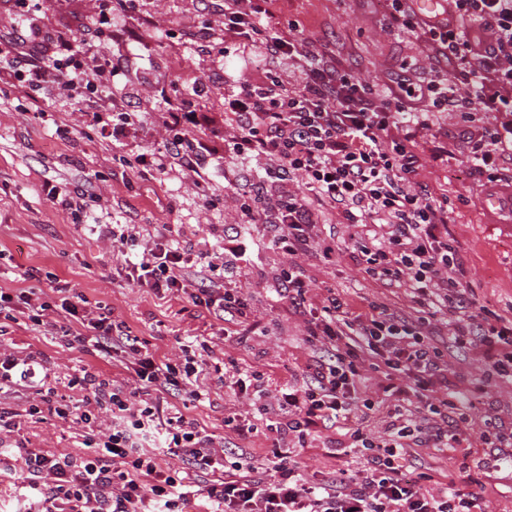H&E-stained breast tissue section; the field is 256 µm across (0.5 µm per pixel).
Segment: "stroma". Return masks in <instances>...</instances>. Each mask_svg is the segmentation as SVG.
Instances as JSON below:
<instances>
[{
    "label": "stroma",
    "instance_id": "1",
    "mask_svg": "<svg viewBox=\"0 0 512 512\" xmlns=\"http://www.w3.org/2000/svg\"><path fill=\"white\" fill-rule=\"evenodd\" d=\"M93 7V0H46L43 22L79 40ZM279 9L301 20L306 37L369 84L384 88L402 77L423 75L437 64L434 48L423 38L398 30L383 0H279ZM151 12L156 29L148 51L156 78L163 84L190 88L206 70V59L165 32L193 28L196 11L190 0H154ZM20 101L19 90L0 88V291L13 293L24 287V274L32 270L41 288H66L69 295L86 300L88 308H100L159 359L178 360L184 339L201 336L215 342L214 353L206 360L211 377L225 375V364L232 360L268 374L275 385L303 381L313 351L303 341L301 316L277 302L272 293L285 259L270 246L268 237L256 231L245 238L243 260L226 270L227 285L250 294L248 308L256 326L245 333L195 306L186 295L163 296L133 285L127 279L129 254L100 231L104 224H138L155 235L164 225L176 226L189 256L187 273L193 282H200L205 275L203 256L220 252L225 225L238 220L237 191L230 181L257 173L259 163L225 165L222 137L197 127L183 132L185 140L200 146L197 171L176 161L164 175L141 177L129 157L145 147L160 146L168 135L162 124L167 104L154 90L136 101L148 114L147 126L127 129L117 141L102 137L90 116L77 109L55 113L53 122L46 123L33 110L21 107ZM466 142L461 123L441 118L439 126L419 140L425 163L419 183L433 196L447 197L448 245L462 264L463 281L486 316L512 319V224L493 223L481 211L483 180L471 168ZM200 173L211 192L223 198V208L199 205L195 179ZM55 185L89 192L87 211L97 217V224L73 219L68 210L52 203L47 191ZM387 232L381 220L354 227L344 224L341 215L322 214L314 233L321 239H335V256L327 261L309 253L296 259L313 298L332 291L356 307L376 301L402 315H414L406 288L371 279L358 257L356 237L380 239ZM52 334L50 327L35 326L21 317L7 324L0 334V347L42 356L48 368L47 386L76 400L81 392L66 385L76 369H94L111 380L125 378L120 363L107 361L90 347H60ZM406 384V378L395 373H369L359 388L362 401L354 406L353 426L380 434L393 392ZM367 398L377 403L374 413L364 411L362 402ZM168 403L219 437L224 434L225 416L247 409L230 388L218 383L209 402L195 405L172 397ZM488 419L512 427V390L490 387L484 391L469 423L462 427L463 442L455 459L444 464L434 449L418 447L413 453L416 467L439 478L448 470L464 464L472 467L488 458L480 439ZM13 438L56 454L79 451L78 426L50 414L42 420H27ZM481 481L478 494L483 512H512V467L486 468Z\"/></svg>",
    "mask_w": 512,
    "mask_h": 512
}]
</instances>
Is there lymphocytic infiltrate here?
<instances>
[{
    "label": "lymphocytic infiltrate",
    "instance_id": "f902f5d3",
    "mask_svg": "<svg viewBox=\"0 0 512 512\" xmlns=\"http://www.w3.org/2000/svg\"><path fill=\"white\" fill-rule=\"evenodd\" d=\"M8 22L0 28V83L22 93L48 91L55 104L92 113L102 136L146 125L145 112L115 108L114 87L141 92L140 75L150 68L144 55L102 45L112 39L115 21L136 20L152 29L150 0H96L86 40L77 42L39 21L41 0H11ZM454 21L420 23L408 0H386L395 26L423 32L451 71L433 68L422 85L402 79L380 92L350 71L329 63L304 38L296 19L280 20L275 0H211L210 21L183 31L189 44L205 52L210 68L222 70L238 51L255 54L247 72L224 81V159L265 162L257 189L239 195L240 230L267 223L271 245L288 266L279 278L278 300L307 310L303 336L316 356L307 382L272 390L262 372L239 367L233 393L274 435L270 456L258 460L228 446L180 413H167V397L201 404L209 388L200 379L199 356L213 347L188 337L184 359L155 356L123 325L93 314L85 305L61 298L52 303L32 285L0 291V319L25 310L35 324L49 323L66 348L92 346L107 359L120 358L127 379L110 382L80 369L71 385L86 391L75 402L59 400L47 387L42 360L0 349V392L30 389L25 412L0 411V468L20 458L27 504L18 512H184L203 501L205 512H481L475 477L445 480L410 471L412 448H434L440 457L461 445V424L485 385L512 384V320L484 317L459 263L448 247V199L413 190L422 167L420 134L434 130L445 112L461 123H479L467 152L473 169L487 182H501V156L512 148V0H453ZM470 21L464 36L457 19ZM469 87L458 98L453 84ZM209 90L199 80L192 93L170 103L164 118L173 134L160 147L137 154L139 175L166 173L182 155L178 128L197 122V99ZM306 189L297 191L295 179ZM341 207L349 224L384 218V240L360 241L365 273L406 286L419 308L409 320L373 302L354 310L335 295L310 306V286L297 256L312 251L331 257L335 240H316L315 204ZM107 238L138 252L127 274L137 286L181 292L194 305L236 324L248 321V294L223 282L191 287L186 259L169 233L139 247L136 224L105 227ZM448 320V345L440 347L429 327ZM481 350L487 369L464 388L448 385V348ZM386 369L408 383L389 409L382 435L351 428L353 405L365 370ZM50 411L81 430L80 453L50 454L7 442L23 417ZM343 437H329V430ZM321 442L341 462L332 476L308 479L298 450ZM180 461L162 467L158 455Z\"/></svg>",
    "mask_w": 512,
    "mask_h": 512
}]
</instances>
